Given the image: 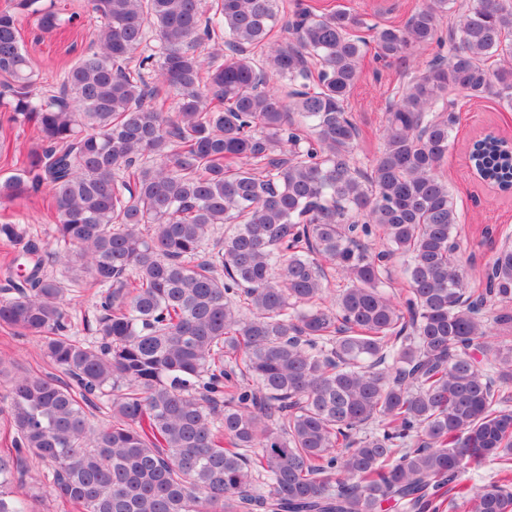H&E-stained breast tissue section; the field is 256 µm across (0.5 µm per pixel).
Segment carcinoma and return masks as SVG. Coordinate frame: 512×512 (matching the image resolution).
Segmentation results:
<instances>
[{"label": "carcinoma", "mask_w": 512, "mask_h": 512, "mask_svg": "<svg viewBox=\"0 0 512 512\" xmlns=\"http://www.w3.org/2000/svg\"><path fill=\"white\" fill-rule=\"evenodd\" d=\"M89 2L96 49L46 94L21 19L51 33L61 9H0V106L37 136L0 199L47 203L68 272L27 245L0 300L65 375L10 380L0 512H27L28 452L79 512H512V238L465 267L442 169L458 98L512 107V0H428L376 32L386 60L448 54L396 91L365 169L360 15L305 8L282 41L279 0ZM472 161L512 182L496 136ZM84 286L97 346L67 310ZM98 402L112 420L91 432Z\"/></svg>", "instance_id": "obj_1"}]
</instances>
